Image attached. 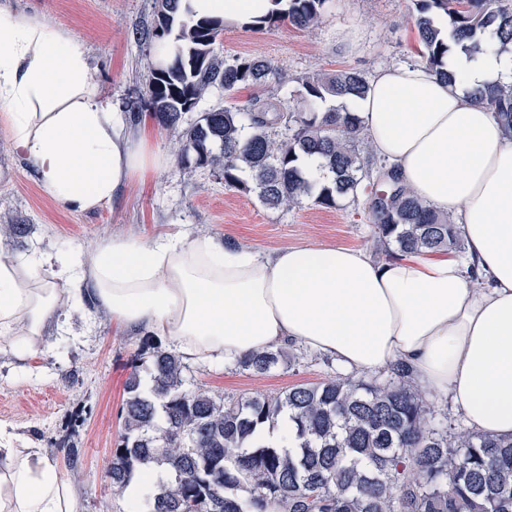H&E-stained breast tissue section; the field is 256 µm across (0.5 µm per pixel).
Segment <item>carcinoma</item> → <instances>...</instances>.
<instances>
[{
    "mask_svg": "<svg viewBox=\"0 0 512 512\" xmlns=\"http://www.w3.org/2000/svg\"><path fill=\"white\" fill-rule=\"evenodd\" d=\"M331 0H274L276 9L256 28L287 23L317 24ZM411 14L421 45L416 63L448 79L450 44L476 59L487 52H512V0H413ZM448 17L441 29L435 18ZM224 30L219 18H198L181 0H161L151 37L171 51L164 67L151 71L150 106L157 122L176 126L210 88L229 95L241 86L260 91L250 106L205 113L185 129L174 152L182 162L221 170L224 184L257 194L269 209H289L303 197L323 208L344 198L387 192L384 204H367L376 239L402 253L456 247L459 233L448 217L414 197L395 175L373 181V159L361 156L367 140L358 113L348 103L365 98L369 80L358 70L314 73L301 79L299 107L290 112L274 101L271 84L288 82L259 57L218 63L215 45ZM512 134V84L473 92ZM336 101L332 108L324 107ZM317 155L331 174L319 184L300 166ZM136 360L149 363L152 386L145 391L139 370L126 382L123 432L112 449L107 477L120 492L150 463L168 466L142 503L130 512H512V438L472 430L453 433L436 420L427 394L400 363L381 380L356 373L318 383L296 384L276 396L218 399L186 387V366L153 337L139 340ZM286 353H252L236 365L266 374ZM296 426L290 449L255 444L264 424L283 411ZM247 495H241V492Z\"/></svg>",
    "mask_w": 512,
    "mask_h": 512,
    "instance_id": "obj_1",
    "label": "carcinoma"
}]
</instances>
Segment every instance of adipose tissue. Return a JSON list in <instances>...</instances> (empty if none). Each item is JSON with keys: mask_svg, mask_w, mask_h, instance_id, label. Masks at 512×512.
Instances as JSON below:
<instances>
[{"mask_svg": "<svg viewBox=\"0 0 512 512\" xmlns=\"http://www.w3.org/2000/svg\"><path fill=\"white\" fill-rule=\"evenodd\" d=\"M225 26L254 23L272 0H189ZM448 83L413 63L375 70L358 103L374 153L400 185L450 216L464 254L286 247L270 254L188 230L115 236L91 256L0 258V335L21 360L41 352L61 300L111 313L165 341L184 362L221 365L289 341L370 375L411 366L470 428L512 436V136L472 92L512 82V56L448 53ZM0 111L50 196L79 211L169 158L126 134L101 100L82 44L37 18L0 11ZM57 265L56 280L39 277ZM0 512H75L71 487L38 448L0 439Z\"/></svg>", "mask_w": 512, "mask_h": 512, "instance_id": "adipose-tissue-1", "label": "adipose tissue"}]
</instances>
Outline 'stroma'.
<instances>
[{
    "instance_id": "stroma-1",
    "label": "stroma",
    "mask_w": 512,
    "mask_h": 512,
    "mask_svg": "<svg viewBox=\"0 0 512 512\" xmlns=\"http://www.w3.org/2000/svg\"><path fill=\"white\" fill-rule=\"evenodd\" d=\"M412 7L411 0H334L323 21L311 28L227 29L215 53L228 62L262 57L281 69L288 81L280 96L293 109L304 75L354 68L369 76L378 67L416 60ZM0 10L73 33L86 49L89 76L104 103L125 113L132 138L147 137L151 148L171 157L165 167L127 184L120 204L70 210L44 190L0 114L1 254H89L115 235L144 241L182 224L265 253L322 245L361 247L380 261L396 255L395 246L375 243L364 199L326 209L306 198L293 209L274 210L256 194L227 187L219 173L172 157L177 133L161 127L149 109L151 56L145 36L154 24L155 0H0ZM340 29L359 32L358 52L337 42ZM139 338L138 332L116 327L109 312L89 305L70 312L65 330L45 336L37 359L17 360L0 341V428L42 448L71 486L76 512L128 510L106 471L123 427L125 381ZM287 348L297 354L296 363L267 374L199 363L188 365V383L229 398L274 396L296 384L324 381L339 370L331 358L296 342ZM65 441L77 448L75 460L62 449Z\"/></svg>"
}]
</instances>
